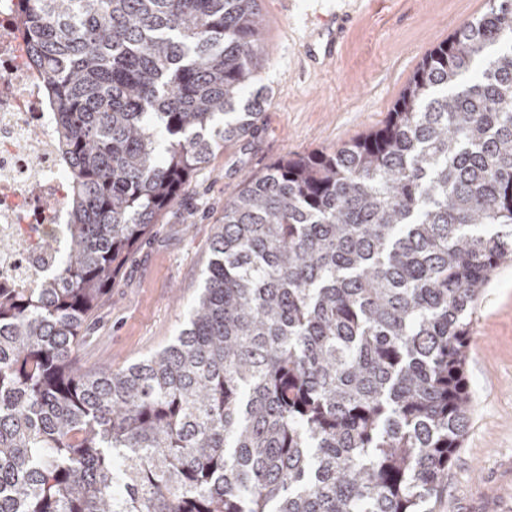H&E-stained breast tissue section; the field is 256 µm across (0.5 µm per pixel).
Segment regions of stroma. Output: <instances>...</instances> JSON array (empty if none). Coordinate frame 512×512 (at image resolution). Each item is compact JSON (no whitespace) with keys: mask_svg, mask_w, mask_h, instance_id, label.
Returning <instances> with one entry per match:
<instances>
[{"mask_svg":"<svg viewBox=\"0 0 512 512\" xmlns=\"http://www.w3.org/2000/svg\"><path fill=\"white\" fill-rule=\"evenodd\" d=\"M270 90L255 127L193 174L179 200L130 255L77 347L85 368L123 367L171 344L204 284L224 203L273 162L332 152L380 128L439 43L486 0H259ZM351 12L336 55L314 68L305 52L323 25L316 8ZM466 434L434 512H512V261L492 276L472 317Z\"/></svg>","mask_w":512,"mask_h":512,"instance_id":"1","label":"stroma"}]
</instances>
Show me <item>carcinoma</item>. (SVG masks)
<instances>
[{"label": "carcinoma", "mask_w": 512, "mask_h": 512, "mask_svg": "<svg viewBox=\"0 0 512 512\" xmlns=\"http://www.w3.org/2000/svg\"><path fill=\"white\" fill-rule=\"evenodd\" d=\"M70 181L56 268L0 286V512H433L474 302L512 260V0L386 123L224 202L174 343L72 363L194 170L267 98L257 0H20Z\"/></svg>", "instance_id": "cac0c4a2"}]
</instances>
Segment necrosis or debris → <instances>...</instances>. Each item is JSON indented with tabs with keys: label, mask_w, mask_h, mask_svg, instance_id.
Instances as JSON below:
<instances>
[{
	"label": "necrosis or debris",
	"mask_w": 512,
	"mask_h": 512,
	"mask_svg": "<svg viewBox=\"0 0 512 512\" xmlns=\"http://www.w3.org/2000/svg\"><path fill=\"white\" fill-rule=\"evenodd\" d=\"M19 0H0V284L34 287L53 261L40 248L61 233L70 182L58 162L56 128L43 96L42 76L27 57L18 26Z\"/></svg>",
	"instance_id": "necrosis-or-debris-1"
}]
</instances>
